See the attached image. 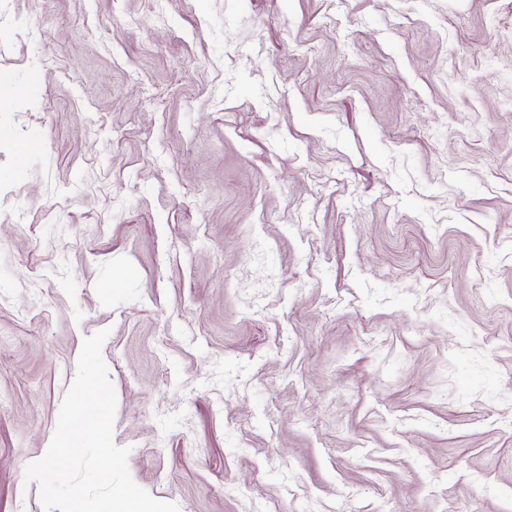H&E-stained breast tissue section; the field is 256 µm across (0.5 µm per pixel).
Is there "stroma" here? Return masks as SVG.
<instances>
[{"label": "stroma", "instance_id": "35a3bbf8", "mask_svg": "<svg viewBox=\"0 0 512 512\" xmlns=\"http://www.w3.org/2000/svg\"><path fill=\"white\" fill-rule=\"evenodd\" d=\"M102 329L179 512H512V0H0V512Z\"/></svg>", "mask_w": 512, "mask_h": 512}]
</instances>
